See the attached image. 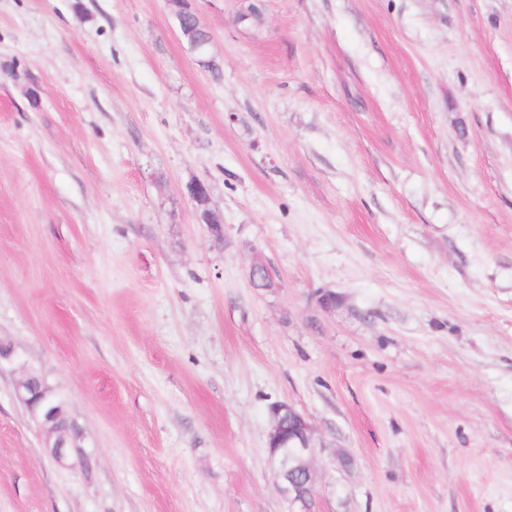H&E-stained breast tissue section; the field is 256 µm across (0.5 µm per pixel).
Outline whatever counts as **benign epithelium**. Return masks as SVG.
I'll use <instances>...</instances> for the list:
<instances>
[{"instance_id": "benign-epithelium-1", "label": "benign epithelium", "mask_w": 512, "mask_h": 512, "mask_svg": "<svg viewBox=\"0 0 512 512\" xmlns=\"http://www.w3.org/2000/svg\"><path fill=\"white\" fill-rule=\"evenodd\" d=\"M189 199L195 203L199 221L203 224L220 223L219 216L209 206L206 185L192 181L186 185ZM15 395L31 417L47 431L45 451L58 465L65 464L73 447L69 437L54 429L55 421L63 413V401L58 399L44 379L23 370L15 383ZM272 425L267 448L277 491L293 506L291 512H311L309 504L314 497V479L311 459L315 452L312 430L305 417L286 403L271 406Z\"/></svg>"}]
</instances>
